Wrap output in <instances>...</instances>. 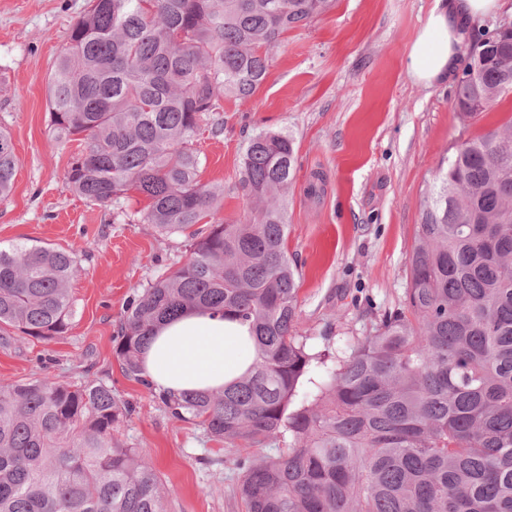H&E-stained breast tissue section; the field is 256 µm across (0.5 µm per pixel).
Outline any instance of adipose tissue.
<instances>
[{"instance_id":"obj_1","label":"adipose tissue","mask_w":512,"mask_h":512,"mask_svg":"<svg viewBox=\"0 0 512 512\" xmlns=\"http://www.w3.org/2000/svg\"><path fill=\"white\" fill-rule=\"evenodd\" d=\"M502 7L501 0H439L409 52L411 76L427 85L452 78L469 22ZM256 356L247 325L212 311H187L155 328L142 368L159 394L220 390L245 374Z\"/></svg>"}]
</instances>
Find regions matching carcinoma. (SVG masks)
I'll list each match as a JSON object with an SVG mask.
<instances>
[{
    "label": "carcinoma",
    "instance_id": "carcinoma-1",
    "mask_svg": "<svg viewBox=\"0 0 512 512\" xmlns=\"http://www.w3.org/2000/svg\"><path fill=\"white\" fill-rule=\"evenodd\" d=\"M333 0H90L56 56L49 119L80 142L65 188L100 207L134 190L139 222L188 234V256L127 302L113 351L144 382L141 354L161 322L213 310L249 326L253 367L220 391L159 395L238 457L246 512H512V121L457 146L425 196L410 288L346 349L297 331L288 257L294 139L262 131L236 186L253 203L215 222L224 188L200 182L194 141L226 97L247 101L291 28ZM512 92V24L483 32L455 87L478 118ZM16 155L0 128V200ZM76 255L0 248V344L68 331ZM133 411L103 380L49 377L0 388V512H167L153 466L115 439Z\"/></svg>",
    "mask_w": 512,
    "mask_h": 512
}]
</instances>
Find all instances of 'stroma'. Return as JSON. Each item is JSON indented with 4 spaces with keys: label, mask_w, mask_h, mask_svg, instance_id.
I'll list each match as a JSON object with an SVG mask.
<instances>
[{
    "label": "stroma",
    "mask_w": 512,
    "mask_h": 512,
    "mask_svg": "<svg viewBox=\"0 0 512 512\" xmlns=\"http://www.w3.org/2000/svg\"><path fill=\"white\" fill-rule=\"evenodd\" d=\"M89 0H0V125L17 156L12 196L0 201V248L50 244L76 254L68 333L0 345V387L51 377L103 379L134 407L115 434L157 471L169 512H245L231 454L201 426L173 419L156 393L126 378L113 353L133 294L187 258L186 236L159 235L133 220L145 198L130 192L102 208L64 187L74 144L49 127L51 64ZM435 0H335L288 30L265 80L246 102L222 100L224 132H201V183L224 188L216 219L252 206L236 189L242 153L262 130L295 141L288 200L290 260L298 270V332L332 342L367 335L366 305L395 307L408 286L407 258L425 193L442 161L469 137L512 120V93L477 119L463 118L454 83L416 82L410 48ZM319 198L307 196L313 176Z\"/></svg>",
    "instance_id": "obj_1"
}]
</instances>
